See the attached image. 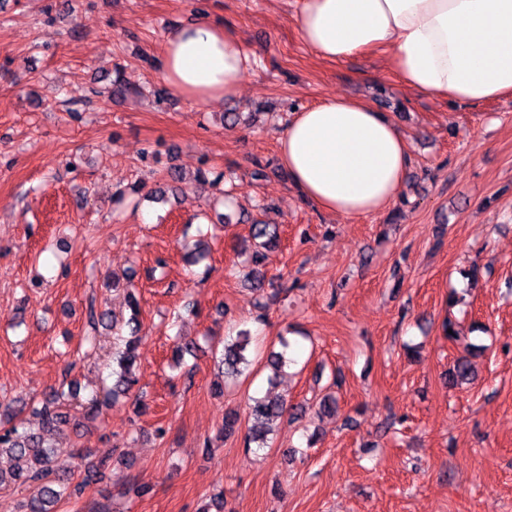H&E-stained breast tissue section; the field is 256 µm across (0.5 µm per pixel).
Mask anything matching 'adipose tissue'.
Masks as SVG:
<instances>
[{"label": "adipose tissue", "instance_id": "1", "mask_svg": "<svg viewBox=\"0 0 512 512\" xmlns=\"http://www.w3.org/2000/svg\"><path fill=\"white\" fill-rule=\"evenodd\" d=\"M305 47L342 62L384 52L412 91L475 104L512 95V0H294ZM249 56L233 30L208 16L168 33L163 80L208 105L239 94ZM279 160L321 210L362 218L400 196L411 153L388 114L363 100L328 97L280 130Z\"/></svg>", "mask_w": 512, "mask_h": 512}]
</instances>
